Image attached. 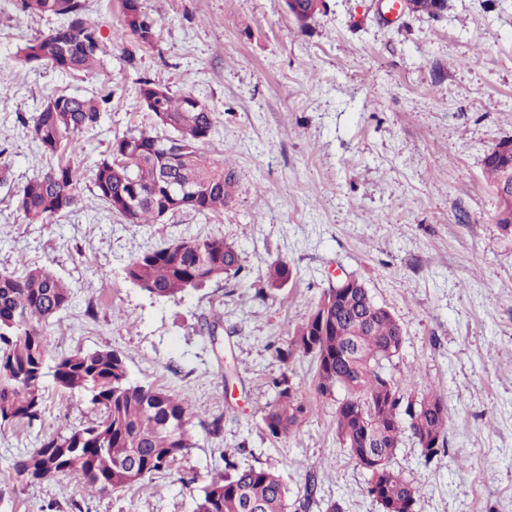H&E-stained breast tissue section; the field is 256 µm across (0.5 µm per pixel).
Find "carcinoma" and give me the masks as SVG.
Masks as SVG:
<instances>
[{
  "mask_svg": "<svg viewBox=\"0 0 512 512\" xmlns=\"http://www.w3.org/2000/svg\"><path fill=\"white\" fill-rule=\"evenodd\" d=\"M29 14H54L65 23L54 33L28 41L15 54L21 66L50 65L62 72L90 71L100 65L99 52L87 45L98 26L86 17L85 0H20ZM121 34L153 44L155 21L140 0H121ZM156 84L139 81L140 107L153 121L115 137L93 171L95 197L128 224H156L177 211L207 216L221 213L232 200L237 182L234 168L215 161L204 145L215 130V113L191 93L169 89L156 94ZM106 98L51 95L30 117L17 122L36 149L49 156L79 135L96 129ZM494 192L504 184L506 165L493 154L484 160ZM190 184L192 202L175 206L163 176L170 169ZM81 201L80 179L71 164H57L30 179L17 194V210L30 224L49 220ZM241 272L239 254L220 237H182L147 250L126 267V278L159 298L175 299L189 289L235 279ZM291 275L281 260L267 268L269 289L281 288ZM69 285L43 267L0 272V423L29 428L42 420L44 381L89 396L101 418L82 429L58 431L17 460L14 469L31 480L51 481L72 473L88 494L122 491L146 478L170 471L193 447L188 400L164 388L132 382L122 357L108 349L50 356L46 327L68 308ZM402 326L377 303L356 278L341 292L330 288L308 319L294 329L288 345L267 346L281 362L294 355L312 356L317 363L314 389L318 396L344 398L336 406V438L359 463L371 457L379 466L369 470L367 492L384 512H417L420 491L391 466L401 435L408 430L430 461L445 449L448 416L430 405L443 404L436 394L414 397L403 392L388 367L401 350L389 351ZM274 398L263 421L270 438L298 432L309 406L299 387L282 373L272 379ZM194 512H288L286 488L273 471L242 467L224 459V469L211 475Z\"/></svg>",
  "mask_w": 512,
  "mask_h": 512,
  "instance_id": "1",
  "label": "carcinoma"
}]
</instances>
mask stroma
Masks as SVG:
<instances>
[{"label":"stroma","instance_id":"obj_1","mask_svg":"<svg viewBox=\"0 0 512 512\" xmlns=\"http://www.w3.org/2000/svg\"><path fill=\"white\" fill-rule=\"evenodd\" d=\"M141 4L158 23L150 46L116 37L121 0H86L101 65L65 73L14 61L62 18L0 0V270L43 266L68 283L72 303L47 330L51 354L119 353L132 381L194 404L195 446L173 470L124 491L90 496L72 475L19 476L14 461L42 436L99 415L46 380L42 424L0 426V512H194L228 457L280 474L289 512H326L334 501L344 512H382L366 492L368 472L336 438L335 401L314 392L311 358L284 364L268 349L348 276L403 328L396 382L415 396L440 395L446 408L444 454L425 461L406 433L391 459L419 487V512H512V234L498 224L484 168L512 138V0H447L435 18L388 14L385 0H325L304 29L285 0ZM139 80L213 109L204 150L238 177L224 212L128 224L91 194L113 138L152 123L133 94ZM55 93L111 101L101 125L65 152L80 171L81 202L30 224L17 194L55 160L23 137L16 117ZM183 236L234 245L239 277L175 300L127 280L133 257ZM278 260L292 276L264 291ZM204 326L213 337L201 335ZM284 372L309 414L300 432L273 442L263 410ZM217 415L224 428L215 435Z\"/></svg>","mask_w":512,"mask_h":512}]
</instances>
